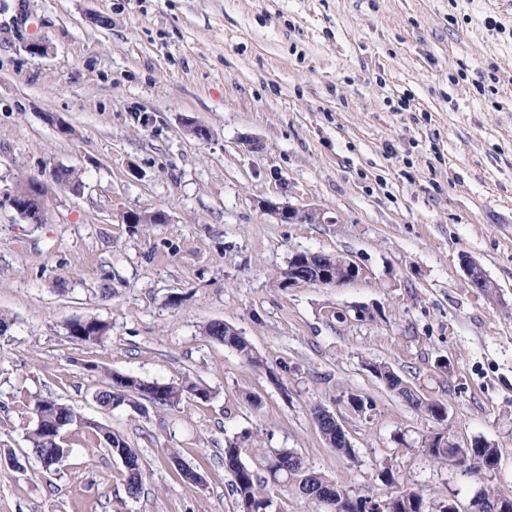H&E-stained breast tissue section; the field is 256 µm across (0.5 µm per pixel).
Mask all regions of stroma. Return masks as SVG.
<instances>
[{"instance_id": "35a3bbf8", "label": "stroma", "mask_w": 512, "mask_h": 512, "mask_svg": "<svg viewBox=\"0 0 512 512\" xmlns=\"http://www.w3.org/2000/svg\"><path fill=\"white\" fill-rule=\"evenodd\" d=\"M30 37L47 56L26 52ZM31 178L48 187L44 224L9 202ZM263 199L326 221L279 222ZM157 209L166 223L121 220ZM301 252L360 275L281 287ZM0 315V512H238L230 439L255 469L285 448L373 499L411 488L465 512L481 488L512 489V0H0ZM74 320L109 331L82 343ZM212 322L259 364L205 336ZM379 364L446 418L389 391ZM110 372L211 396L108 409ZM45 397L136 448L138 497L84 429L64 437L67 465L43 471L27 434ZM317 407L357 462L326 444ZM432 433L496 444L497 470L431 457ZM462 267L473 288H481L490 296L496 294V284L477 261L470 258V260L462 262ZM224 325L228 327L232 332H235L238 336H225L224 340ZM206 335L220 342H224L230 344L232 349L236 351V353L243 359L245 362L256 365L259 364L260 359L255 353L252 345L242 336L239 332H237L234 328L230 327L227 324L223 323V326L220 327L219 323H211L206 327ZM315 419L320 428L322 425H325V428L320 430V433L322 435L325 434V430H327V429H335L336 430V435H335V433L331 432L330 430L327 431L328 433H332L329 441H327L326 438H324L322 436L323 439L325 440L326 444L330 445V447L333 448L338 455L345 457L348 461H350L352 463L356 462L357 455L353 450V446L349 439L348 432L345 429L341 419L334 413H332L326 409H323V408H320V410L316 413ZM336 436L339 439H342V441L346 445H348L349 448H344L343 442L341 440H339Z\"/></svg>"}]
</instances>
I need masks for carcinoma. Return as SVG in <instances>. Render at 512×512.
Here are the masks:
<instances>
[{
	"instance_id": "1",
	"label": "carcinoma",
	"mask_w": 512,
	"mask_h": 512,
	"mask_svg": "<svg viewBox=\"0 0 512 512\" xmlns=\"http://www.w3.org/2000/svg\"><path fill=\"white\" fill-rule=\"evenodd\" d=\"M107 332L108 325L98 321L75 320L69 325L70 336H78L82 342H99ZM206 335L230 344L245 362L251 365L260 364L259 357L245 337L224 336V328L220 327L218 323L209 324L206 327ZM387 386L404 398L414 409L431 417L435 415V410L440 405L438 401L417 397L396 374L388 376ZM197 389L198 385L195 383L166 384L164 385L165 397L155 400L154 404L175 406L182 401L185 393L194 392ZM151 390L152 385L148 382L139 386V389L129 392L125 406L137 411L142 410L141 400L147 398V392ZM34 411L50 412L58 426L64 431L73 426L83 427L102 438L112 455L123 457L129 462V466L125 467L127 493L132 497L140 493L143 483L141 459L136 450L129 447L120 435L84 419L68 405L53 399L38 400L34 405ZM44 427H46L44 422L36 425L28 437V442L33 452L49 457L57 453L60 442L57 440L49 442ZM243 455V448L235 441H229L224 446V468L232 474V492L236 497L240 512H260L262 503L271 500L266 493V488L270 483L286 485L292 481L300 493L315 494L332 502L355 497V494L346 485L331 481L309 470L304 460L288 449L276 451L268 457L267 477L265 478L258 476L256 469L243 460ZM394 498L397 499V505L393 512H443L445 504L443 498H426L420 492L409 488L398 492Z\"/></svg>"
}]
</instances>
